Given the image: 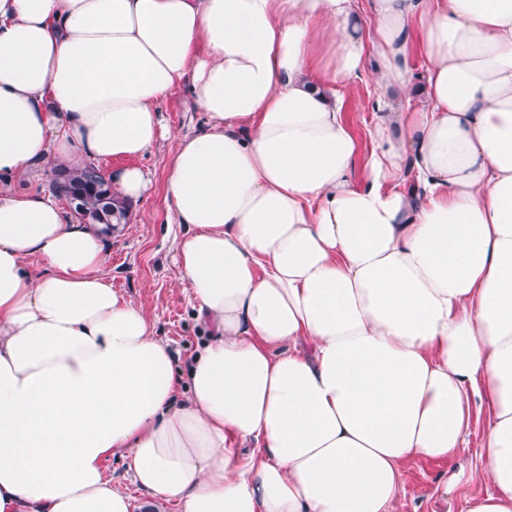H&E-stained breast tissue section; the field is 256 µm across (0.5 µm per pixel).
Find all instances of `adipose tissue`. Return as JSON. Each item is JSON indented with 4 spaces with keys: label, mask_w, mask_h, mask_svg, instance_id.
<instances>
[{
    "label": "adipose tissue",
    "mask_w": 512,
    "mask_h": 512,
    "mask_svg": "<svg viewBox=\"0 0 512 512\" xmlns=\"http://www.w3.org/2000/svg\"><path fill=\"white\" fill-rule=\"evenodd\" d=\"M371 55L357 183L339 91ZM182 85L207 116L166 180L209 336L186 376L104 275L111 227L0 190V512H131L122 450L180 512H389L476 398L481 462L443 490L512 512V0H0V176L103 161L143 201ZM103 466L107 476L112 478V482L130 494L132 512L146 511L148 508L146 504L149 500H152L151 496L133 484L127 470V460L124 453H117L108 457Z\"/></svg>",
    "instance_id": "ef3b65f1"
}]
</instances>
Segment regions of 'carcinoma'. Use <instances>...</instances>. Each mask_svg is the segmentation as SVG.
Returning <instances> with one entry per match:
<instances>
[{
  "instance_id": "cac0c4a2",
  "label": "carcinoma",
  "mask_w": 512,
  "mask_h": 512,
  "mask_svg": "<svg viewBox=\"0 0 512 512\" xmlns=\"http://www.w3.org/2000/svg\"><path fill=\"white\" fill-rule=\"evenodd\" d=\"M51 189L54 193L63 190L75 198L83 218L90 224H110L116 228L126 223L125 207L94 165L57 170Z\"/></svg>"
}]
</instances>
